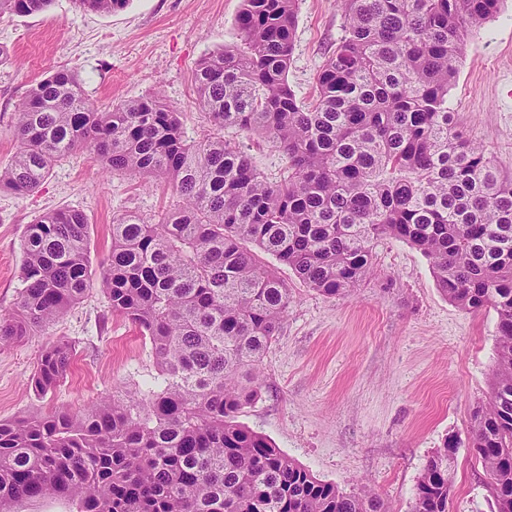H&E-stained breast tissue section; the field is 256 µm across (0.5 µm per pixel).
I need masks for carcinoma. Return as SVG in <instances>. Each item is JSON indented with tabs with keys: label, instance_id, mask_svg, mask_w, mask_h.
I'll use <instances>...</instances> for the list:
<instances>
[{
	"label": "carcinoma",
	"instance_id": "1",
	"mask_svg": "<svg viewBox=\"0 0 512 512\" xmlns=\"http://www.w3.org/2000/svg\"><path fill=\"white\" fill-rule=\"evenodd\" d=\"M111 12L128 0H77ZM343 35L306 103L288 85L299 0H243L240 42L204 57L197 102L214 130L185 139L160 93L101 109L60 69L17 109L0 189L35 193L81 150L106 171L164 177L183 200L159 224L126 214L91 268L89 224L59 209L28 225L17 309L0 345L61 318L98 286L149 340L154 384L79 412L0 422V512L55 496L77 512H381L288 458L239 414L260 393L288 286L245 247L288 265L310 288L345 296L371 276L375 243L419 249L441 292L497 314L492 394L472 413L471 448L497 512H512V182L455 130L448 111L462 45L503 0H338ZM51 0H0V16ZM236 127L286 158L270 181L224 140ZM71 346L50 343L31 379L67 375ZM455 446L429 458L412 512H448Z\"/></svg>",
	"mask_w": 512,
	"mask_h": 512
}]
</instances>
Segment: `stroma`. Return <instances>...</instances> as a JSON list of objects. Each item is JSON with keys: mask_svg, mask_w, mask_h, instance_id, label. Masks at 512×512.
Returning <instances> with one entry per match:
<instances>
[{"mask_svg": "<svg viewBox=\"0 0 512 512\" xmlns=\"http://www.w3.org/2000/svg\"><path fill=\"white\" fill-rule=\"evenodd\" d=\"M241 8L242 0H128L99 13L53 0L45 12L0 18V168L14 154L15 111L28 88L63 68L103 106L160 92L185 136L203 138L212 126L197 104L194 71L238 43ZM343 24L336 0H300L288 82L303 101L314 98ZM448 108L464 138L512 180V0L467 41ZM224 138L263 176L279 178L286 160L265 139L233 127ZM180 205L168 180L105 172L80 151L57 162L31 196L0 189V311L17 306L24 235L43 214L82 211L97 265L111 251L113 218L132 213L156 224ZM260 259L287 284L290 303L263 358L260 395L240 422L344 492L369 486L386 512H412L427 460L455 442L449 512H495L488 477L469 450L472 411L491 395L495 312L450 302L422 253L392 238L378 240L374 275L346 296H324L271 255ZM54 341L74 346L73 363L39 394L30 379ZM155 373L148 339L94 287L61 319L0 345V421L121 399Z\"/></svg>", "mask_w": 512, "mask_h": 512, "instance_id": "stroma-1", "label": "stroma"}]
</instances>
